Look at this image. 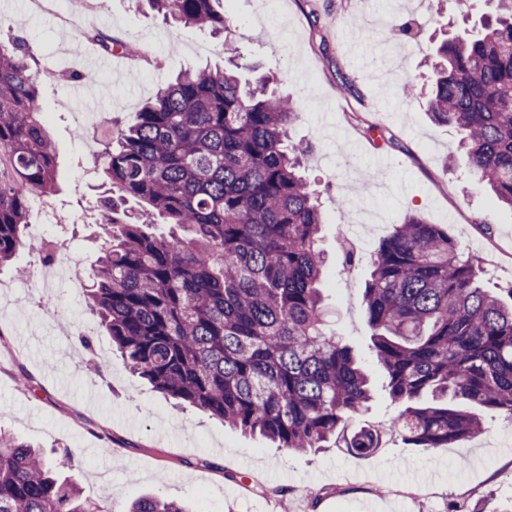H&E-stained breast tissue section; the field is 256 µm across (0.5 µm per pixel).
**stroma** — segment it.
<instances>
[{
    "label": "stroma",
    "instance_id": "1",
    "mask_svg": "<svg viewBox=\"0 0 512 512\" xmlns=\"http://www.w3.org/2000/svg\"><path fill=\"white\" fill-rule=\"evenodd\" d=\"M491 8L490 0L473 9L466 0H281L272 15L264 0H224L230 33L223 39L194 28L174 37L163 15L138 0H99L93 28L140 54L96 71L82 103L71 101L66 83L41 87L60 185L49 201L85 217L59 239L62 253L80 257L82 277L51 292L50 305L38 253L21 251L0 267V428L48 456L69 452L62 477L95 512H125L146 495L180 501L190 512H465L474 505L512 512V420L487 409L473 438L448 448L407 444L393 427L400 407L388 395L363 315L375 250L412 213L443 225L479 257L487 287L512 286V209L468 180L455 134L431 121L424 101L400 96L404 82L425 84L426 50L437 37ZM84 9V0H57L50 11L31 0H0V35H24L39 69L78 73L79 37L58 14ZM402 23L409 35L392 41L391 26ZM228 40L244 66L274 76L301 108L293 138L314 146L305 176L325 215V330L352 347L370 376L373 398L361 421L381 433L374 455L353 456L332 444L291 454L178 405L130 369L84 296L69 293L85 287L101 244L89 134L100 133L105 119L132 122L181 70L223 64ZM342 77L351 91L337 90ZM77 183L84 196L71 194ZM359 209L381 218L360 225L366 250L348 267L340 237Z\"/></svg>",
    "mask_w": 512,
    "mask_h": 512
}]
</instances>
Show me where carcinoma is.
<instances>
[{
	"label": "carcinoma",
	"instance_id": "cac0c4a2",
	"mask_svg": "<svg viewBox=\"0 0 512 512\" xmlns=\"http://www.w3.org/2000/svg\"><path fill=\"white\" fill-rule=\"evenodd\" d=\"M182 27L228 31L223 0H145ZM439 42L427 100L454 130L478 187L512 207V0ZM107 54L125 45L95 29ZM22 36L0 39V265L26 246L30 200L58 192L57 153ZM296 101L238 69L179 73L110 130L101 255L87 306L154 388L292 453L329 442L368 456L372 400L351 348L325 332L318 248L325 217L293 140ZM373 352L402 439L447 448L479 433L482 409L512 418V288H486L474 258L412 214L379 245L364 287ZM49 458L0 430V512H92ZM128 512H189L156 497Z\"/></svg>",
	"mask_w": 512,
	"mask_h": 512
}]
</instances>
